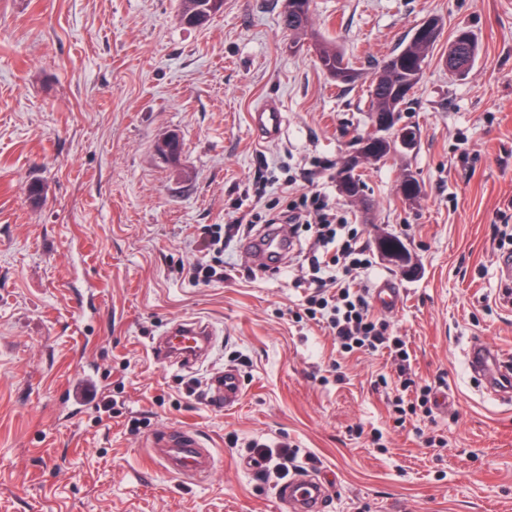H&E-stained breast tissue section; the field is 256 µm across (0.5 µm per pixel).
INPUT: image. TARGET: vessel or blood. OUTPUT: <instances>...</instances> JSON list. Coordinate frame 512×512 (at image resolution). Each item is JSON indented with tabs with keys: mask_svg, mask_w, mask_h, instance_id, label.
<instances>
[{
	"mask_svg": "<svg viewBox=\"0 0 512 512\" xmlns=\"http://www.w3.org/2000/svg\"><path fill=\"white\" fill-rule=\"evenodd\" d=\"M252 123L259 139L269 142L280 135L283 115L277 104L269 101L253 112ZM287 251L288 239L277 229L247 248L248 255L257 263L283 258ZM211 334L212 328L206 320L192 318L177 321L153 346V359L160 364L175 360L185 364L194 363L206 350ZM469 368L473 375L494 386L496 393L506 394L503 381L512 377V367L501 363L485 344L474 345ZM100 392L96 375L82 371L67 384L63 395L68 404L80 409L95 404ZM242 393L241 381L234 370H224L215 377L213 397L222 406H235ZM150 448L163 469L186 482L205 479L215 467L213 451L205 448L197 431L187 426L153 435ZM329 496L327 486L308 472L295 474L276 490L279 504L287 507L289 512H325Z\"/></svg>",
	"mask_w": 512,
	"mask_h": 512,
	"instance_id": "vessel-or-blood-1",
	"label": "vessel or blood"
}]
</instances>
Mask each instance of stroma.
<instances>
[{"mask_svg":"<svg viewBox=\"0 0 512 512\" xmlns=\"http://www.w3.org/2000/svg\"><path fill=\"white\" fill-rule=\"evenodd\" d=\"M285 6L224 0L192 28L179 0H0V512H278V479L245 467L253 439L296 444L310 471L333 475L328 512H512V404L475 388L464 360L472 339L512 358L491 231L512 233V0H311L312 31L356 69L348 84L309 37L289 39ZM430 17L443 32L401 117L415 148L363 168V204L326 181L368 246L397 235L417 267L378 258L368 279L402 290L384 317L416 376H445L447 408L399 425L388 402L415 393L387 353L343 354L294 322L303 292L255 270L243 239L224 253L236 278L205 286L187 270L205 227L232 223L253 184L267 206L287 175L339 165L371 129L375 72ZM461 29L478 53L457 79L442 59ZM268 100L285 126L263 145L250 114ZM195 317L213 328L207 356L156 364L154 341ZM227 367L243 395L217 408L211 379ZM87 368L122 416L60 399ZM180 425L216 455L197 484L149 455L153 433ZM312 44L322 69L332 79L336 76V71L342 70L343 68L352 69L350 62L346 60L336 43L324 37H319L316 38Z\"/></svg>","mask_w":512,"mask_h":512,"instance_id":"35a3bbf8","label":"stroma"}]
</instances>
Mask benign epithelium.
Wrapping results in <instances>:
<instances>
[{"instance_id": "obj_1", "label": "benign epithelium", "mask_w": 512, "mask_h": 512, "mask_svg": "<svg viewBox=\"0 0 512 512\" xmlns=\"http://www.w3.org/2000/svg\"><path fill=\"white\" fill-rule=\"evenodd\" d=\"M370 133L372 134V140L369 141L368 145L354 149L336 170L337 190L351 202H361L363 196L359 193H349L352 187L349 170L352 169L357 174L365 164L382 162V159H380L381 152L378 149L379 141L384 140L390 144L394 142L401 150H411L416 145L412 131L407 125L401 123L395 114L374 117ZM393 239L394 236L389 234L380 236L377 239L378 253L384 261L409 275L414 270L412 258L407 250L391 247L390 241Z\"/></svg>"}]
</instances>
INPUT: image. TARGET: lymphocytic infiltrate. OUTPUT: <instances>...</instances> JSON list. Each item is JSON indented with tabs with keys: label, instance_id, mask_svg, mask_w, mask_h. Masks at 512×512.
Returning a JSON list of instances; mask_svg holds the SVG:
<instances>
[{
	"label": "lymphocytic infiltrate",
	"instance_id": "1",
	"mask_svg": "<svg viewBox=\"0 0 512 512\" xmlns=\"http://www.w3.org/2000/svg\"><path fill=\"white\" fill-rule=\"evenodd\" d=\"M283 192V204L270 206L262 213L249 208L240 211L232 224L210 225L199 243L205 258L189 271L192 280L208 284L230 279L233 269L224 263V247L234 237L251 231L253 225L286 224L294 238L307 233L313 241V253L306 264L298 265L291 279L294 287L312 288L302 318L327 329L343 353L387 351L398 366L404 386L416 390L412 405L396 399V412L402 417L417 411L431 414L432 386L415 384L410 378V355L404 341L374 313L366 285L373 262L357 225L349 223L331 205L326 191L297 189L288 183Z\"/></svg>",
	"mask_w": 512,
	"mask_h": 512
}]
</instances>
